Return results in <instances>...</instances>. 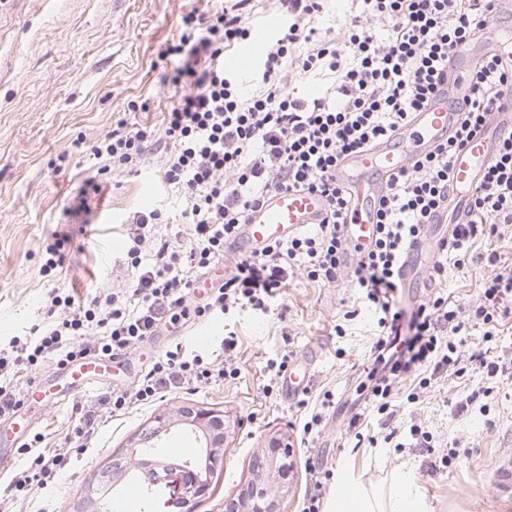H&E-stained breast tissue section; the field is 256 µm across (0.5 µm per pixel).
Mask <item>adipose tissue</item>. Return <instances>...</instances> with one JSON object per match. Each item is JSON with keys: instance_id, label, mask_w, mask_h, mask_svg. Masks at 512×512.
Segmentation results:
<instances>
[{"instance_id": "ef3b65f1", "label": "adipose tissue", "mask_w": 512, "mask_h": 512, "mask_svg": "<svg viewBox=\"0 0 512 512\" xmlns=\"http://www.w3.org/2000/svg\"><path fill=\"white\" fill-rule=\"evenodd\" d=\"M329 512H428V504L411 472L396 469L381 486L342 477Z\"/></svg>"}]
</instances>
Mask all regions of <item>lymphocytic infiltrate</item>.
<instances>
[{
  "instance_id": "lymphocytic-infiltrate-1",
  "label": "lymphocytic infiltrate",
  "mask_w": 512,
  "mask_h": 512,
  "mask_svg": "<svg viewBox=\"0 0 512 512\" xmlns=\"http://www.w3.org/2000/svg\"><path fill=\"white\" fill-rule=\"evenodd\" d=\"M507 0H345L343 17L323 26V0H273L283 22L264 46L259 61L262 86L252 95L224 68L225 52L253 36L248 19L254 0H224L207 18L186 15L178 41L163 49L183 63L172 78L188 86L166 111L161 131L133 126L113 130L92 147L117 169H134L154 144H162L163 180L183 199L181 219L192 242L179 249L155 238L151 228L168 223L160 209L137 211L127 219L130 293L87 302L51 293L49 325L32 343L0 355V375L44 359L57 365L87 355H127L168 326L206 322L232 308L268 311L295 269L328 287L356 288L377 317L380 333L372 348L381 363L370 373V396L383 424L398 412L402 382L417 378L407 403L442 377L463 378L474 369L502 382L512 380V358L492 341L512 320V261L503 253L512 243V132L495 153L458 210L451 187L454 156L498 118L503 92L512 88V65L492 52L473 64L469 92L457 109L448 140L436 144L380 186L377 234L365 247L344 234L348 191L336 181L346 158L371 150L424 107L439 85L452 77L453 50L472 42L499 18ZM319 80L315 92L295 89L298 78ZM292 190L321 196V224L301 230L254 255L226 249L239 224L271 193ZM447 216L446 234L434 244L428 268L430 291L412 311L401 305L400 270L408 247L434 217ZM484 242L488 274L476 298L449 304L437 287L449 269L472 260ZM223 283L203 301L191 296L196 279L216 264ZM481 332L483 347L464 349L459 336ZM236 368L174 345L127 389L101 396L82 411L78 424L53 455L41 453L42 433L29 435L20 454L26 469L14 472L10 498L54 486L73 455L103 416L116 417L149 405L174 390L218 385Z\"/></svg>"
}]
</instances>
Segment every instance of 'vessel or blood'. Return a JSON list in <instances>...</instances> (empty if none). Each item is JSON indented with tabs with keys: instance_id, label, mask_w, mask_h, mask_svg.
I'll return each mask as SVG.
<instances>
[{
	"instance_id": "obj_1",
	"label": "vessel or blood",
	"mask_w": 512,
	"mask_h": 512,
	"mask_svg": "<svg viewBox=\"0 0 512 512\" xmlns=\"http://www.w3.org/2000/svg\"><path fill=\"white\" fill-rule=\"evenodd\" d=\"M464 93V83L451 84L449 90L436 93L421 112L415 114L411 123L398 128L370 152L337 167L336 177L351 196L345 232L352 243L362 244L369 240L376 211L374 200L381 180L405 167L412 156L447 138L456 118L448 108V99L462 97ZM496 136L493 129L480 134L455 158L453 182L458 202H465L468 190L492 158ZM324 216L325 204L316 194L288 190L273 193L257 205L247 223L240 226L232 248L244 254L258 253L289 233L319 223ZM430 245V240H423L408 254L403 270L405 288L423 290L424 255ZM104 377L105 370L99 359L91 357L67 365L53 379L36 378L22 394L15 412L8 417L7 433L0 435V473L13 466L17 448L30 433L32 410L68 400ZM492 484L498 496L512 498V449L499 455Z\"/></svg>"
}]
</instances>
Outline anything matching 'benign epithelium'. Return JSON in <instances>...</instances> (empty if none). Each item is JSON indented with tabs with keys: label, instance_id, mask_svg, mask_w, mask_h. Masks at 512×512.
<instances>
[{
	"label": "benign epithelium",
	"instance_id": "obj_1",
	"mask_svg": "<svg viewBox=\"0 0 512 512\" xmlns=\"http://www.w3.org/2000/svg\"><path fill=\"white\" fill-rule=\"evenodd\" d=\"M176 426L194 434L199 445L198 453L194 459L181 465H166L162 471L182 472L183 503L187 504L207 493L213 472L223 461L227 437L223 414L195 404L183 405L174 413H163L153 424L144 427L133 438L127 452L118 455L117 459L139 464L138 477L149 488H154L160 475L152 468V458L160 441ZM292 470L293 461L288 447L278 440L271 441L256 455L238 494L224 500V512H284L282 504L289 492L286 478ZM127 474L124 467H104L86 486L84 494L74 505V512H104V480H109V485L114 487Z\"/></svg>",
	"mask_w": 512,
	"mask_h": 512
}]
</instances>
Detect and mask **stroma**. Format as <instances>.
I'll use <instances>...</instances> for the list:
<instances>
[{"label": "stroma", "instance_id": "1", "mask_svg": "<svg viewBox=\"0 0 512 512\" xmlns=\"http://www.w3.org/2000/svg\"><path fill=\"white\" fill-rule=\"evenodd\" d=\"M223 6L224 0H0L1 348L26 341L34 327L47 324L51 289L86 300L127 287L125 222L133 212L167 210L170 223L153 226V234L189 247L190 230L177 221L180 199L162 181L159 156L148 155L130 174L112 169L90 148L123 121L159 128L160 104L178 93L163 80L177 62L161 59L160 50L178 40L184 16L207 17ZM144 99L150 111L129 110L130 101ZM87 183L101 187L89 211L68 214ZM61 231L71 235L64 264L44 276L43 249ZM349 311L354 319H346ZM339 324L341 336L335 332ZM211 325V339L201 346L186 333L162 332L131 353L111 386L131 387L171 344L208 356L230 333L237 341L231 354L236 378L168 394L108 419L53 488L14 501L12 512H72L91 477L133 435L186 402L223 412L228 430L224 461L191 512H224L225 498L237 493L251 461L273 438L288 444L294 462L285 512H301L312 471H319L330 499L341 475L378 484L400 467L412 470L429 512H512V499L499 498L491 484L493 462L512 448V386L478 372L438 379L411 410L396 415L395 441L386 443L377 408L360 386L373 364L378 327L358 290L330 288L297 272L268 313L235 308ZM284 354L295 365L312 364L310 397L327 390L336 397L324 431L306 444L300 435L305 409L263 392L267 360ZM473 393L477 401L455 414L453 404ZM355 415L361 422L356 436L345 431ZM414 424L427 432L428 447H413ZM457 445L469 457L449 460ZM178 496L175 486L162 483L148 497L139 482L125 480L114 499L124 502L126 512H180Z\"/></svg>", "mask_w": 512, "mask_h": 512}]
</instances>
